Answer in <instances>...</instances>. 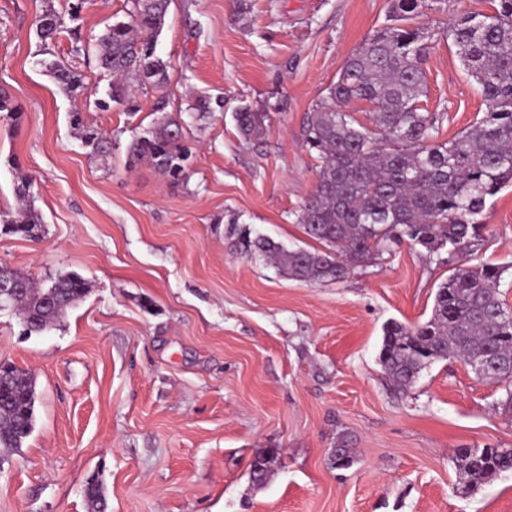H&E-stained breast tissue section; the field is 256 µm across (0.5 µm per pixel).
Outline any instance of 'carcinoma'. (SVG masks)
Segmentation results:
<instances>
[{"label":"carcinoma","instance_id":"obj_1","mask_svg":"<svg viewBox=\"0 0 512 512\" xmlns=\"http://www.w3.org/2000/svg\"><path fill=\"white\" fill-rule=\"evenodd\" d=\"M422 0H392L389 24L349 57L330 89L329 100L310 113L303 140L318 152L316 188L297 214L308 237L324 245L317 251L286 250L269 237L241 229L230 242L238 254L261 258L291 279L309 283L341 281L350 269L406 238L429 253L448 248L458 262L435 294L431 316L422 324L391 321L383 327L379 362L393 385L406 392L429 362L494 359L476 378L505 385V408L512 409V311L499 292L504 267L466 265L471 248L482 241L486 200L512 186V0H497L490 14L466 13L448 26L461 63L486 102L483 117L448 142H438L437 117L421 111L427 96L421 29L409 25ZM169 0H132L129 20L107 26L97 41L99 67L109 78L107 111L116 103L133 107L127 80L160 86L169 79L155 55V37L165 25ZM42 45L54 41L63 16L48 8L34 21ZM41 66L66 95L87 91L82 75L57 59ZM367 101L375 106L369 128L340 107ZM266 114L244 108L235 114L239 131L250 138L265 126ZM71 127L92 154L108 152L100 128L71 113ZM129 163L147 161L170 181L186 177L189 148L179 124L163 121L136 136ZM19 205L0 214V231L38 238L41 215L30 202V184L15 187ZM0 305L13 308L28 334L49 330L82 299L86 282L77 274L58 277L47 288L0 265ZM35 378L17 367L0 368V449L23 446L33 430ZM463 488L489 483L512 470V449L484 459L479 449L457 461ZM89 512H106L103 483L84 488Z\"/></svg>","mask_w":512,"mask_h":512}]
</instances>
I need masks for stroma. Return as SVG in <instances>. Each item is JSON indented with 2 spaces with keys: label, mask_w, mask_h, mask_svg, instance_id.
<instances>
[{
  "label": "stroma",
  "mask_w": 512,
  "mask_h": 512,
  "mask_svg": "<svg viewBox=\"0 0 512 512\" xmlns=\"http://www.w3.org/2000/svg\"><path fill=\"white\" fill-rule=\"evenodd\" d=\"M68 0H0V91L21 112H0V213L16 206L18 178L44 223L39 241L0 233V265L50 286L75 273L86 296L47 332L26 335L0 311V362L36 378L34 429L0 451V512H87L84 486L100 477L107 512H512V470L463 491L468 448H512L503 388L455 360L427 364L408 393L378 360L382 328L426 321L451 273L445 253L408 241L354 266L338 282L290 279L229 248L249 228L285 248L317 249L296 216L320 166L302 141L345 61L384 25L390 0H172L156 40L166 87L133 85L137 111H101L108 83L96 38L128 17L129 0H87L49 48L34 21ZM494 0H423L424 111L440 141L486 110L448 37L466 11ZM91 94L72 101L39 64L44 51L74 61ZM221 110L199 115L198 100ZM80 107L108 132L90 155L69 122ZM266 113L244 138L235 114ZM179 123L193 156L171 182L129 165L132 138ZM487 226L469 265L504 266L512 309V187L486 202ZM352 439L354 464L332 448ZM281 451L264 484L250 462Z\"/></svg>",
  "instance_id": "35a3bbf8"
}]
</instances>
